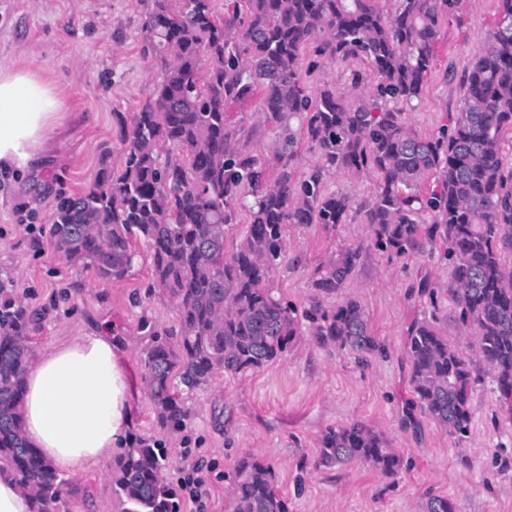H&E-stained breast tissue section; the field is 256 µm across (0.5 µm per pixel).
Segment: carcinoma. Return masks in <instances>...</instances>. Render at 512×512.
<instances>
[{"mask_svg": "<svg viewBox=\"0 0 512 512\" xmlns=\"http://www.w3.org/2000/svg\"><path fill=\"white\" fill-rule=\"evenodd\" d=\"M379 2L233 0L220 18L211 0H153L143 32L160 79L131 123L121 124V172L102 158L91 186L58 200L48 236L60 258L84 263L104 283L127 274L134 241L150 251L153 280L179 314L175 343L151 320L140 322L149 337L146 389L161 427L178 429L184 420L174 374L195 388L218 372L260 369L288 350L302 319L320 345L349 349L362 361L383 352L357 301L321 302L346 287L362 247H345L317 266V300L302 312L269 286L285 259L286 225L343 224L354 206L379 250L409 256L438 237L448 242V294L458 319L474 331L476 357L494 373L500 397L512 396V267L502 254L512 245V165L501 145L512 128V0H500L501 21L463 75L454 127L433 138L407 126L399 105L421 98L440 22L459 0H396L389 18ZM306 50L330 65L364 59L377 83L368 89L363 72L352 70L348 92L325 83L313 94L302 66ZM253 99L283 134L271 179L246 151L235 121L236 109ZM304 144L319 162L300 175L294 160ZM336 170H372L378 187L356 204L326 191ZM430 171L442 189L424 196L416 188ZM241 208L248 230L228 254L226 234ZM40 321L41 313L0 281V471L31 491L33 512H55L64 488L81 487L22 432L28 342ZM407 348L420 409L444 429L466 432L472 359L448 343L434 317L411 324ZM355 460L386 476L401 468L387 441L358 422L322 434L320 465ZM164 461L161 449L142 441L119 459L113 483L124 512H176ZM233 512H288L269 468L240 463Z\"/></svg>", "mask_w": 512, "mask_h": 512, "instance_id": "carcinoma-1", "label": "carcinoma"}]
</instances>
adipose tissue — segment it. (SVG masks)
I'll return each mask as SVG.
<instances>
[{"mask_svg":"<svg viewBox=\"0 0 512 512\" xmlns=\"http://www.w3.org/2000/svg\"><path fill=\"white\" fill-rule=\"evenodd\" d=\"M57 89L37 74L0 69V166L31 171L62 119ZM30 444L61 472L104 467L124 445L129 384L112 337L83 334L37 351L22 403Z\"/></svg>","mask_w":512,"mask_h":512,"instance_id":"ef3b65f1","label":"adipose tissue"}]
</instances>
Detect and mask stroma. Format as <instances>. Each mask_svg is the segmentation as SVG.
I'll return each instance as SVG.
<instances>
[{
	"instance_id": "35a3bbf8",
	"label": "stroma",
	"mask_w": 512,
	"mask_h": 512,
	"mask_svg": "<svg viewBox=\"0 0 512 512\" xmlns=\"http://www.w3.org/2000/svg\"><path fill=\"white\" fill-rule=\"evenodd\" d=\"M151 0H0V69H30L57 86L65 118L53 149L41 158L39 177L0 168V280L44 318L33 350L84 333L113 336L130 382L129 435L162 442L163 479L175 490L178 512H232L234 477L241 460L269 467L288 512H422L430 496L451 500L456 512H512V408L502 404L492 375L479 366L470 399L467 434L446 432L415 404L407 331L437 315L450 344L475 354V337L458 323L448 295L452 268L445 243L395 257L375 248L359 211L336 226L291 224L286 259L269 285L297 308L309 307L316 265L336 251L361 246L347 287L331 299L356 300L385 352L360 362L350 351L318 345L309 327L279 359L245 374H217L205 386L179 387L184 429L157 426L145 386L147 339L139 325L151 317L178 330L175 305L151 285L152 257L138 247L124 278L105 284L92 269L59 258L47 244L49 219L60 194L81 192L97 175L103 151L123 163L120 124L130 121L159 77L144 50L143 23ZM500 20L499 0H460L444 17L435 60L415 109L403 113L420 136L453 126L462 105L461 76ZM259 101L239 108L246 148L274 168L278 130L263 121ZM438 292V309L421 294L422 280ZM354 421L383 435L402 458L388 477L369 464L318 465L320 437ZM204 465L206 493L197 502L180 494L182 452ZM89 496H68L58 512H122L111 470L77 474Z\"/></svg>"
}]
</instances>
